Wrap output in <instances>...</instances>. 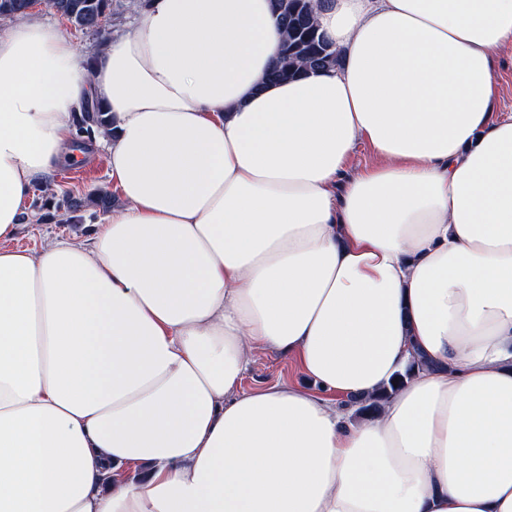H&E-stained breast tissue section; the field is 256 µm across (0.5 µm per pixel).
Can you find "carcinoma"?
Instances as JSON below:
<instances>
[{"mask_svg": "<svg viewBox=\"0 0 512 512\" xmlns=\"http://www.w3.org/2000/svg\"><path fill=\"white\" fill-rule=\"evenodd\" d=\"M48 6L75 30L92 36L103 37L108 29L103 22L112 18L118 10L116 0H47ZM30 0H0V20H12L29 11ZM319 0H273V7L284 28L281 43L266 79L285 80L300 76L308 69L334 66L339 53L319 33L315 13ZM76 136L90 140L103 130H112V114L99 103L88 101L74 114ZM93 205L102 213L112 210L113 199L108 192L98 191L90 198L66 192L58 198L55 194L41 196V219L67 223L65 215L77 213L87 205Z\"/></svg>", "mask_w": 512, "mask_h": 512, "instance_id": "obj_1", "label": "carcinoma"}]
</instances>
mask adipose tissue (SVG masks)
<instances>
[{"mask_svg":"<svg viewBox=\"0 0 512 512\" xmlns=\"http://www.w3.org/2000/svg\"><path fill=\"white\" fill-rule=\"evenodd\" d=\"M317 23L338 65L280 82L271 0L0 33V512H512V0ZM88 100L122 205L15 247ZM266 351L314 390L243 389ZM493 60L496 78L493 115L497 118L512 113V52L496 53Z\"/></svg>","mask_w":512,"mask_h":512,"instance_id":"obj_1","label":"adipose tissue"}]
</instances>
